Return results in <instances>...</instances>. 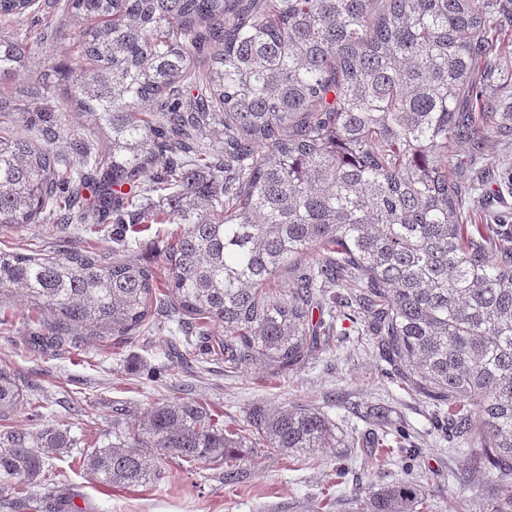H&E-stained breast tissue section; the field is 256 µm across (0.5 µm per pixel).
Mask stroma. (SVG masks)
<instances>
[{"label": "stroma", "instance_id": "35a3bbf8", "mask_svg": "<svg viewBox=\"0 0 512 512\" xmlns=\"http://www.w3.org/2000/svg\"><path fill=\"white\" fill-rule=\"evenodd\" d=\"M43 34L53 38L55 64H71L76 48L56 0H36L25 18L0 22L3 36L30 40ZM0 99L19 105L10 130L37 143L44 140L39 113L62 114L54 146L63 155H71L73 142L93 132L89 117L68 111L57 79L20 77L0 85ZM450 177L477 185L467 200L476 223L512 224L511 140L487 136L477 157L469 144H458ZM116 230L122 242L113 241ZM178 230L175 224L110 223L93 232L78 220L66 225L47 219L0 229V249L84 247L160 269ZM178 319L165 307L139 332L95 338L78 330L71 344L56 347L42 341L51 322L47 313L32 311L14 294L0 295V366L10 369L32 400L0 418V425L33 433L47 427L67 431L69 452L46 454L45 462L72 512H368L374 491L407 479L425 488L432 512H488V500L475 496L488 480L486 473L455 478L461 449L450 442L430 400L408 389L383 360L363 318L338 320L330 348L290 371L258 361L227 366L198 337L187 355L175 356ZM176 399L200 403L234 432L245 427L256 404L317 409L345 439L377 430L372 419L353 414L356 406L387 408L391 425L384 453L371 458L330 448L302 462L244 449L242 473L233 485L225 484L223 467L194 468L178 459L158 462L157 479L144 486L103 487L91 481L80 458L87 449L114 442L115 409H124L129 420Z\"/></svg>", "mask_w": 512, "mask_h": 512}]
</instances>
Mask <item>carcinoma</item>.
<instances>
[{
  "instance_id": "cac0c4a2",
  "label": "carcinoma",
  "mask_w": 512,
  "mask_h": 512,
  "mask_svg": "<svg viewBox=\"0 0 512 512\" xmlns=\"http://www.w3.org/2000/svg\"><path fill=\"white\" fill-rule=\"evenodd\" d=\"M32 0H0L19 20ZM81 59L67 102L92 118L95 139L71 165L50 144L0 136V227L35 224L47 209L80 219L182 224L168 275L89 250H0V294L52 315L47 341L84 328L125 336L148 325L162 298L224 362L280 370L330 346L340 311L328 288L367 320L377 347L414 388L448 406L464 470L512 485V224H469L473 185L448 177L452 148L484 134L512 138V55L500 0H66ZM208 52L207 68L192 69ZM48 40L0 36V83L52 76ZM198 93L187 96L189 88ZM224 130L214 154L196 132ZM164 195L147 206L122 191L148 173ZM288 276L285 295L266 291ZM29 403L0 367V414ZM248 431L290 454L337 448L323 413L253 406ZM67 433H0V491L51 492L44 450ZM242 440L200 404L151 407L122 439L84 455L101 486H139L146 454L238 473ZM426 510L413 482L375 491L369 512Z\"/></svg>"
}]
</instances>
